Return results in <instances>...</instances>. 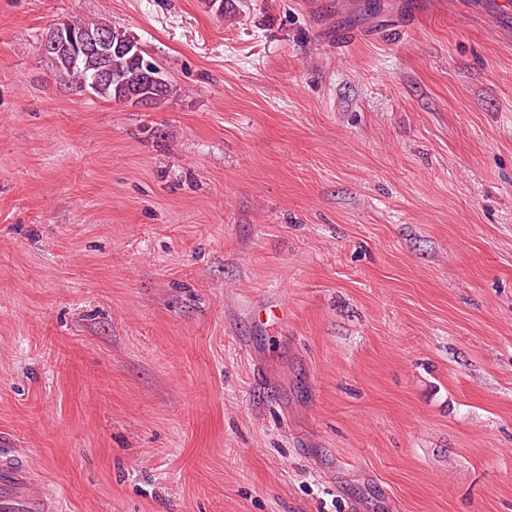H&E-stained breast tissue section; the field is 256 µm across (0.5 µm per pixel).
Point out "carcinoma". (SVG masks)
<instances>
[{
    "mask_svg": "<svg viewBox=\"0 0 512 512\" xmlns=\"http://www.w3.org/2000/svg\"><path fill=\"white\" fill-rule=\"evenodd\" d=\"M64 28L74 34H82L87 30H101L112 36V58L109 66L112 69V82H101L94 90V95L112 99L118 103H137L142 97L151 98L155 106L170 95L172 88L166 75L139 46L137 40L120 27L107 22H82L67 19ZM60 75H69L73 70H80L88 76L101 69L100 60L85 54L75 60L67 54L45 53Z\"/></svg>",
    "mask_w": 512,
    "mask_h": 512,
    "instance_id": "carcinoma-1",
    "label": "carcinoma"
}]
</instances>
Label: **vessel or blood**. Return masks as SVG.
Wrapping results in <instances>:
<instances>
[{
	"label": "vessel or blood",
	"mask_w": 512,
	"mask_h": 512,
	"mask_svg": "<svg viewBox=\"0 0 512 512\" xmlns=\"http://www.w3.org/2000/svg\"><path fill=\"white\" fill-rule=\"evenodd\" d=\"M0 512H57L43 480L21 454H0Z\"/></svg>",
	"instance_id": "obj_1"
}]
</instances>
